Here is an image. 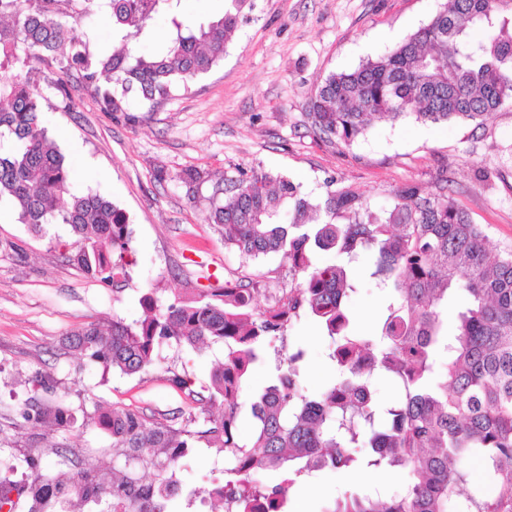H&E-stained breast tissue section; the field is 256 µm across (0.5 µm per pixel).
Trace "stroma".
I'll return each instance as SVG.
<instances>
[{"label":"stroma","mask_w":512,"mask_h":512,"mask_svg":"<svg viewBox=\"0 0 512 512\" xmlns=\"http://www.w3.org/2000/svg\"><path fill=\"white\" fill-rule=\"evenodd\" d=\"M442 2L254 0L223 61L188 91L151 109L103 111L91 92L73 82L68 95H61L50 87L59 77L55 66L39 65L34 78L45 89L43 121L71 168V188L101 194L126 212L136 263L125 288L90 280L51 240L67 235L66 226L36 236L8 204L0 205V428L23 446L75 450L84 467L105 463L101 451L112 445L109 434L91 426L46 434L21 418L29 379L38 372L80 395L90 412L117 406L179 422L194 410L169 377L185 371L207 383L213 364L223 358V344L183 353L161 345L155 365L126 377L103 374L98 365L67 353L62 342L116 317L138 320L140 297L150 288L167 303L243 277L258 281L265 297L294 282L281 256L254 259L225 249L208 222L207 202L211 180L222 174L261 167L283 173L313 195L332 179L357 190L374 210L390 206L405 184L429 190L442 176L449 197L485 230L489 251L512 252V107L479 124L411 118L376 123L348 147L328 146L308 128L310 96L330 73L353 70L391 50L427 24ZM188 168L205 172L209 183H182L179 176ZM353 273L360 283L347 302L353 327L376 334L387 296L364 265H354ZM287 345L306 348L301 385L306 394H318L333 375L327 338L302 317L289 325ZM277 362L274 348H265L243 387L241 441L253 432L251 398ZM223 470V454L198 448L181 475L187 484L206 488L223 478ZM405 482V472L394 468L321 471L296 482L288 512H323L341 491L377 488L391 494Z\"/></svg>","instance_id":"stroma-1"}]
</instances>
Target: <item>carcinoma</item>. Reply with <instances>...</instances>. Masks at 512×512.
<instances>
[{
    "label": "carcinoma",
    "mask_w": 512,
    "mask_h": 512,
    "mask_svg": "<svg viewBox=\"0 0 512 512\" xmlns=\"http://www.w3.org/2000/svg\"><path fill=\"white\" fill-rule=\"evenodd\" d=\"M95 2L0 0V139L11 140L0 147V201L36 233L69 225L68 261L90 279L124 287L132 280L129 217L98 193L71 192L70 169L42 126L44 95L32 74L50 62L62 75L54 88L65 97V79L75 74L108 112L129 111L131 99L151 108L224 60L254 0H224L221 14L197 26L183 20L182 0H106L112 34L124 46L93 60L68 17L90 13ZM497 3L446 0L386 54L328 75L310 99L313 135L349 146L376 121H475L512 105V26L497 19ZM159 13L172 28L166 47H129L148 35ZM475 29L487 37L474 39ZM102 75L112 87H102ZM447 183L441 177L430 191L407 184L390 208L374 212L361 194L333 181L319 196L262 168L215 182L209 220L224 247L253 258L281 256L297 284L265 307L256 303L252 280L165 305L150 289L140 320L116 318L106 330L89 326L68 337L66 349L126 376L153 366L163 341L180 351L222 342L224 359L198 389L186 372L169 378L199 409L180 424L132 409L90 413L57 396L58 381L36 374L20 416L50 431L83 418L112 436V464L79 468L74 455L54 449L56 465L76 468L68 477L54 474L39 449L0 429V471L9 473L0 488L17 486L26 512H84L88 505L95 512H182L205 502L182 482L183 460L197 448H216L228 476V492L216 497H231L240 512L260 499L282 512L297 478L363 466L400 467L406 484L390 496L345 491L325 512H512V253L490 258L481 226L448 198ZM317 251L336 261L314 263ZM365 255L370 278L389 292L388 314L373 338L350 331L346 307L356 292L349 263ZM459 290L471 302L450 335L442 308ZM303 314L330 339L337 378L309 398L300 387L306 351L288 354L251 404L255 429L241 444L242 382L259 352ZM377 372L397 384L398 402L374 399ZM470 461L482 466L478 483L465 468ZM268 471L281 473V481L267 487L253 478ZM17 474L25 476L19 485Z\"/></svg>",
    "instance_id": "1"
}]
</instances>
